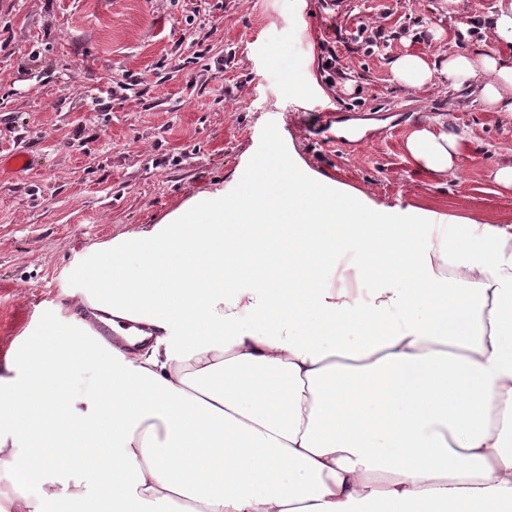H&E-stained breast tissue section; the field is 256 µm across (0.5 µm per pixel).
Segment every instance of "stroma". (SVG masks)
<instances>
[{
  "label": "stroma",
  "instance_id": "stroma-1",
  "mask_svg": "<svg viewBox=\"0 0 512 512\" xmlns=\"http://www.w3.org/2000/svg\"><path fill=\"white\" fill-rule=\"evenodd\" d=\"M496 0H0V155L33 151L35 168L0 174V358L65 303L88 250L159 223L199 192L243 191L264 174L317 173L375 204L512 224V193L490 178L512 116L487 106L477 82L410 88L392 62L442 61L493 47L484 24ZM382 23L388 42L355 41ZM339 25L346 77L328 85L317 38ZM41 50L30 62L31 47ZM224 69H208L215 59ZM120 83L108 112L85 100L101 78ZM330 106L336 124L319 129ZM465 132L458 175L415 173L406 151L422 123Z\"/></svg>",
  "mask_w": 512,
  "mask_h": 512
}]
</instances>
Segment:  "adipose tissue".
I'll return each instance as SVG.
<instances>
[{"label": "adipose tissue", "mask_w": 512, "mask_h": 512, "mask_svg": "<svg viewBox=\"0 0 512 512\" xmlns=\"http://www.w3.org/2000/svg\"><path fill=\"white\" fill-rule=\"evenodd\" d=\"M391 71L412 88L479 82L512 115V57L407 54ZM405 148L437 178L459 170L466 139L424 126ZM450 229L269 176L88 252L69 317L49 338L30 328L0 366V468L39 489L14 512L61 498L72 512H504L512 225ZM340 242L369 294L345 288Z\"/></svg>", "instance_id": "adipose-tissue-1"}]
</instances>
